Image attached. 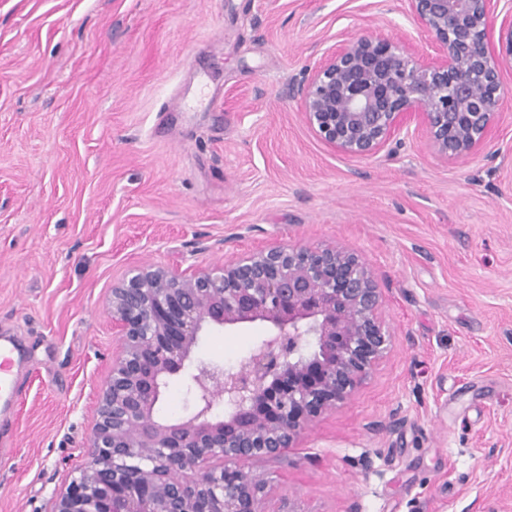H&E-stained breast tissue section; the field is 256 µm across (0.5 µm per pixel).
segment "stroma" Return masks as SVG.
<instances>
[{
	"label": "stroma",
	"instance_id": "35a3bbf8",
	"mask_svg": "<svg viewBox=\"0 0 512 512\" xmlns=\"http://www.w3.org/2000/svg\"><path fill=\"white\" fill-rule=\"evenodd\" d=\"M344 32L435 53L404 0H0V329L25 347L0 512H46L88 459L113 283L269 243L357 254L392 346L249 462L266 512H512V70L474 156L346 158L290 95ZM265 334L209 328L194 356L236 367Z\"/></svg>",
	"mask_w": 512,
	"mask_h": 512
}]
</instances>
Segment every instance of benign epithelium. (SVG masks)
<instances>
[{"instance_id": "1", "label": "benign epithelium", "mask_w": 512, "mask_h": 512, "mask_svg": "<svg viewBox=\"0 0 512 512\" xmlns=\"http://www.w3.org/2000/svg\"><path fill=\"white\" fill-rule=\"evenodd\" d=\"M406 7L435 55L403 35L342 33L294 96L342 156L371 157L413 126L432 155L468 158L506 94L512 0ZM108 305L120 353L99 393L88 461L49 512H265L268 478L241 463L279 459L349 401L392 342L373 273L337 247L272 244L204 271L143 266L112 285ZM255 322L267 334L245 363H198L188 414L159 421L161 388L185 370L203 329Z\"/></svg>"}]
</instances>
